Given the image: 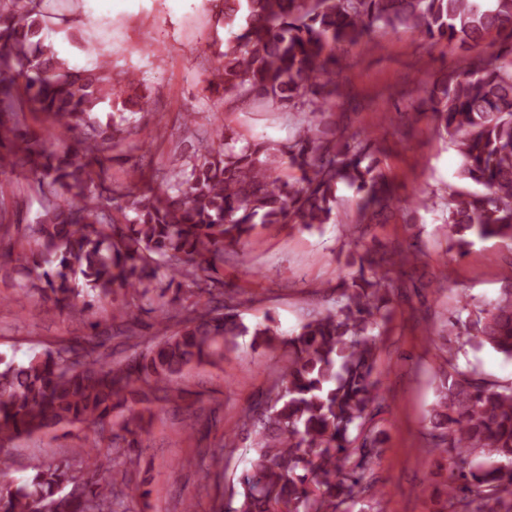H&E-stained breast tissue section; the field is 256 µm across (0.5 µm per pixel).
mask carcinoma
Here are the masks:
<instances>
[{
    "mask_svg": "<svg viewBox=\"0 0 512 512\" xmlns=\"http://www.w3.org/2000/svg\"><path fill=\"white\" fill-rule=\"evenodd\" d=\"M224 50L206 74L205 90L226 101L248 99L295 108L304 124L285 142L236 144L241 134L216 127L164 173L137 161L125 180L112 163L131 137L155 141L152 114L135 72L112 82V60L98 54L77 69L51 40L45 0H0V175L19 172L37 184L39 209L14 217L0 201V241L25 224L24 241L0 245V266L19 269L23 295L38 294L62 312L79 297L112 304V317L133 326L155 314L143 348L120 360L92 333L53 344L23 362L0 356V512H120L114 484H102L101 451L129 462L145 447L150 405L176 403V385L191 365L212 363L252 336V346L283 347L288 361L272 391L244 416L254 454L225 512H344L362 493L359 469L382 444L367 428L379 399L378 337L393 303L396 270L420 261L422 247L360 255L336 285L334 304L284 334L271 318L252 327L224 287V247L257 224L304 228L333 219L337 190H353L358 244L395 205L370 134H345L318 117L336 106V50L376 28H408L426 41L466 51L507 33L499 62L470 57L423 82L419 114L448 137L461 158L445 200L448 239L459 255L474 240L512 245V0H224ZM31 112L75 134L58 146L31 130ZM436 204L420 193L405 201L416 213ZM509 287L477 310L470 303L446 319L455 345L437 375L428 418L429 445L452 463L439 512H512V384L492 385L457 355L467 345L494 348L512 361V264ZM207 294L203 304L190 301ZM468 312L462 318V312ZM141 404L134 411L131 404ZM83 425L82 444L51 462L34 461L25 480L12 476L11 444L58 426Z\"/></svg>",
    "mask_w": 512,
    "mask_h": 512,
    "instance_id": "obj_1",
    "label": "carcinoma"
}]
</instances>
